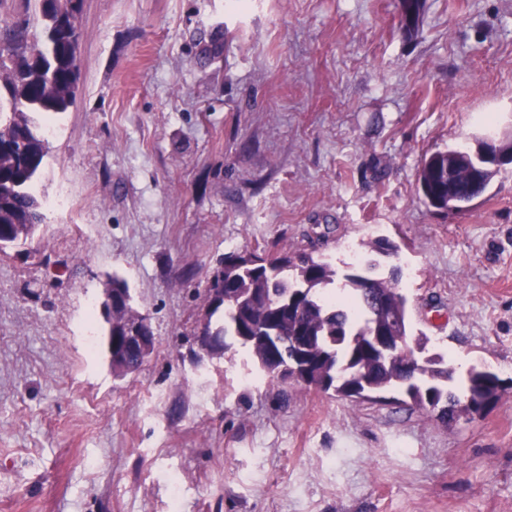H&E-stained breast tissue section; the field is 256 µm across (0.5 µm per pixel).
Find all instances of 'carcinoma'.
Listing matches in <instances>:
<instances>
[{
  "instance_id": "carcinoma-1",
  "label": "carcinoma",
  "mask_w": 512,
  "mask_h": 512,
  "mask_svg": "<svg viewBox=\"0 0 512 512\" xmlns=\"http://www.w3.org/2000/svg\"><path fill=\"white\" fill-rule=\"evenodd\" d=\"M83 0H35V18L0 19V244L25 241L44 221L34 182L50 152L40 120L68 111L77 99L79 36L70 19ZM498 173L493 162L458 147L426 156L418 171L425 202L461 211ZM224 299L205 291V331L218 336L214 356L247 349L258 374L288 379V362L304 356V384L355 403L402 388L413 407L444 423L480 414L512 385L488 368L468 372L464 394L448 390L452 372L426 354L429 338L412 337L401 268L389 275L370 264L349 268L341 283L330 262L310 254L228 252L221 261ZM142 317L132 304L112 310L107 335L123 348L125 329Z\"/></svg>"
}]
</instances>
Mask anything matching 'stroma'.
<instances>
[{"label":"stroma","instance_id":"stroma-1","mask_svg":"<svg viewBox=\"0 0 512 512\" xmlns=\"http://www.w3.org/2000/svg\"><path fill=\"white\" fill-rule=\"evenodd\" d=\"M234 2L83 0L44 222L0 253V512H512V393L445 425L193 344L224 253L385 272L386 238L449 389L512 378V164L458 213L416 180L512 135V0H426L409 36L399 0ZM115 273L155 336L124 378L101 342Z\"/></svg>","mask_w":512,"mask_h":512}]
</instances>
